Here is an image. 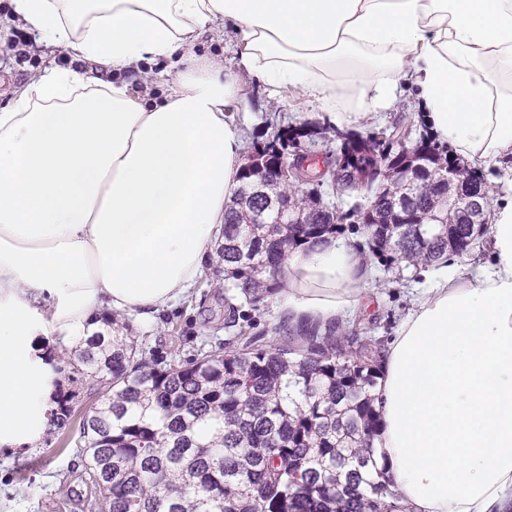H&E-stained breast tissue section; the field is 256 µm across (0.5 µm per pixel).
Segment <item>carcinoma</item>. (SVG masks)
Instances as JSON below:
<instances>
[{"label": "carcinoma", "instance_id": "carcinoma-1", "mask_svg": "<svg viewBox=\"0 0 512 512\" xmlns=\"http://www.w3.org/2000/svg\"><path fill=\"white\" fill-rule=\"evenodd\" d=\"M291 141L280 133L265 144L268 191L312 223H268L242 174L225 211L216 256L227 287L245 300L256 304L283 288L291 250L347 231L364 238L365 259L388 265L417 269L470 252L477 230L448 218V186L428 176L454 159L446 148L427 137L399 147L366 135L372 185L358 167H336L319 181L376 199L372 213L343 212L301 182L296 169H318L304 154L288 155ZM407 168L422 172L412 186ZM454 182L482 194L491 209L477 170L455 165ZM95 324L77 352L48 360V420L53 433L77 432L85 480L107 512H405L374 449L386 352L376 338L280 323L265 348L247 338L163 366L146 359L118 315L102 314ZM82 389L97 404L79 417L74 399Z\"/></svg>", "mask_w": 512, "mask_h": 512}]
</instances>
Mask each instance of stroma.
Returning a JSON list of instances; mask_svg holds the SVG:
<instances>
[{
    "label": "stroma",
    "instance_id": "1",
    "mask_svg": "<svg viewBox=\"0 0 512 512\" xmlns=\"http://www.w3.org/2000/svg\"><path fill=\"white\" fill-rule=\"evenodd\" d=\"M18 27V21L11 16L10 0H0V107L43 68L76 64L73 57L50 52L39 45L21 54L11 50L9 41ZM197 50L223 60L225 69L237 68L238 36L232 27L214 23L199 40ZM177 72V66L171 62L160 61L145 69L124 73L123 78L141 94L152 98L171 87ZM402 117L418 131H425L418 102L407 93L399 97L389 111L357 124L356 130L364 135L378 134ZM239 118L250 143L271 139L278 130L307 124L318 128L319 133L313 140L304 141L305 149L321 159L336 149L334 134L321 108L289 92L272 96L262 86L246 84ZM368 284L372 290L371 300L355 312L349 327L360 332L370 331L386 342L433 286L426 274L412 269H389L376 262L371 265ZM230 312L234 313L238 328L225 327L224 319ZM282 319L275 297L252 305L225 290L223 276L209 267L187 296L157 322L143 323L132 318L128 325L147 357L166 363L175 354L187 359L202 349H218L224 342L234 339L240 328L253 337L266 335ZM59 440V435L54 434L32 448L12 453L0 451V512H103L97 496L91 495L80 479L84 469L81 448L73 444L60 448Z\"/></svg>",
    "mask_w": 512,
    "mask_h": 512
}]
</instances>
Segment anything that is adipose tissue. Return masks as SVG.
<instances>
[{
  "label": "adipose tissue",
  "instance_id": "1",
  "mask_svg": "<svg viewBox=\"0 0 512 512\" xmlns=\"http://www.w3.org/2000/svg\"><path fill=\"white\" fill-rule=\"evenodd\" d=\"M39 45L91 62L44 68L0 107V447L35 445L50 386L34 339L89 336L97 313L150 322L204 271L236 192L239 78L194 47L221 20L238 65L344 128L413 89L432 137L512 158V0H11ZM180 57L146 99L120 74ZM111 67L106 82L96 65ZM400 324L382 364L375 447L407 512H512V201L489 259L455 261ZM369 268L343 237L292 252L279 310L343 324Z\"/></svg>",
  "mask_w": 512,
  "mask_h": 512
}]
</instances>
